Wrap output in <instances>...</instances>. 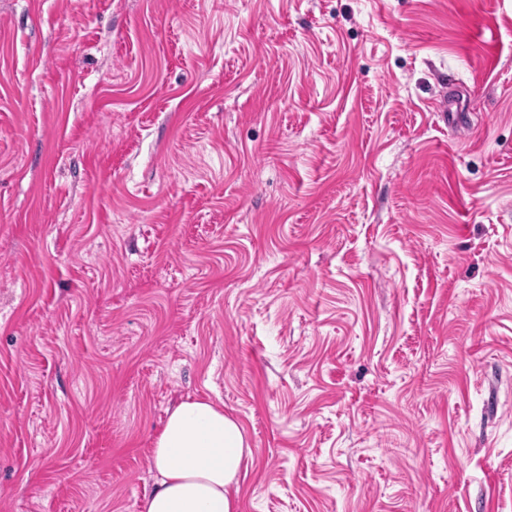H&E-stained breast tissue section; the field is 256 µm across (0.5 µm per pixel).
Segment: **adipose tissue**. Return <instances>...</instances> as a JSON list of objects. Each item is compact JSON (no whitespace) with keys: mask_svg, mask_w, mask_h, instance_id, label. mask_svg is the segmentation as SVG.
Masks as SVG:
<instances>
[{"mask_svg":"<svg viewBox=\"0 0 512 512\" xmlns=\"http://www.w3.org/2000/svg\"><path fill=\"white\" fill-rule=\"evenodd\" d=\"M251 454L242 425L223 408L203 399L179 402L153 443L157 476L143 512H239V476Z\"/></svg>","mask_w":512,"mask_h":512,"instance_id":"obj_1","label":"adipose tissue"}]
</instances>
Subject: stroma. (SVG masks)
I'll use <instances>...</instances> for the list:
<instances>
[{
	"instance_id": "35a3bbf8",
	"label": "stroma",
	"mask_w": 512,
	"mask_h": 512,
	"mask_svg": "<svg viewBox=\"0 0 512 512\" xmlns=\"http://www.w3.org/2000/svg\"><path fill=\"white\" fill-rule=\"evenodd\" d=\"M512 512V0H0V512ZM252 455L239 421L208 400L168 411L151 449L157 472L144 512H238L239 476Z\"/></svg>"
}]
</instances>
